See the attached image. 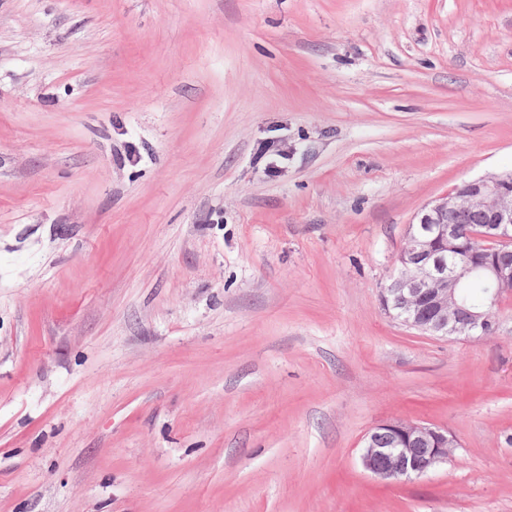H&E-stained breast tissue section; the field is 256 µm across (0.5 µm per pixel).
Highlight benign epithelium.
Instances as JSON below:
<instances>
[{
  "label": "benign epithelium",
  "mask_w": 512,
  "mask_h": 512,
  "mask_svg": "<svg viewBox=\"0 0 512 512\" xmlns=\"http://www.w3.org/2000/svg\"><path fill=\"white\" fill-rule=\"evenodd\" d=\"M479 217L475 232L461 233L449 219ZM485 242L471 252L466 239ZM512 253V170L464 181L425 205L408 225L406 245L396 272L383 288V307L412 328L434 336L486 333L494 309L512 295V263L498 257ZM474 273L492 286L485 306H469L461 284ZM385 437L388 447L378 446ZM456 440L430 424L393 422L375 427L365 439L362 467L380 480L407 473L424 476L448 462Z\"/></svg>",
  "instance_id": "obj_1"
}]
</instances>
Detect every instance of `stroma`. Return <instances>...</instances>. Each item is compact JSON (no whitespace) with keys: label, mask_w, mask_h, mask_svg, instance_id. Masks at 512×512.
I'll use <instances>...</instances> for the list:
<instances>
[{"label":"stroma","mask_w":512,"mask_h":512,"mask_svg":"<svg viewBox=\"0 0 512 512\" xmlns=\"http://www.w3.org/2000/svg\"><path fill=\"white\" fill-rule=\"evenodd\" d=\"M510 169L512 0H0V512H512V298L381 304ZM390 421L453 458L375 478Z\"/></svg>","instance_id":"35a3bbf8"}]
</instances>
